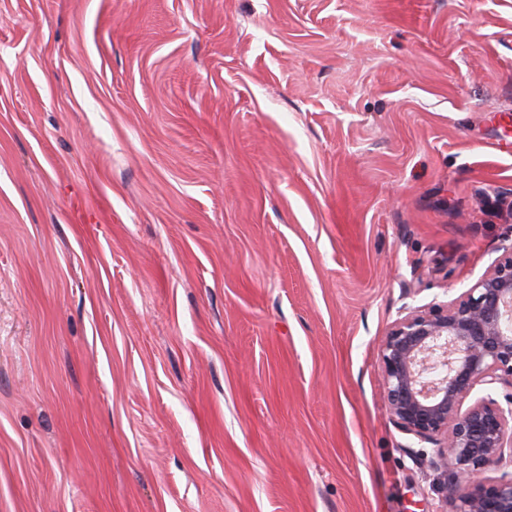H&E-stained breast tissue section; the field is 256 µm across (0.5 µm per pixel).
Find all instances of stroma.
Returning a JSON list of instances; mask_svg holds the SVG:
<instances>
[{
    "mask_svg": "<svg viewBox=\"0 0 512 512\" xmlns=\"http://www.w3.org/2000/svg\"><path fill=\"white\" fill-rule=\"evenodd\" d=\"M510 203L512 0H0V512H454L378 345Z\"/></svg>",
    "mask_w": 512,
    "mask_h": 512,
    "instance_id": "stroma-1",
    "label": "stroma"
}]
</instances>
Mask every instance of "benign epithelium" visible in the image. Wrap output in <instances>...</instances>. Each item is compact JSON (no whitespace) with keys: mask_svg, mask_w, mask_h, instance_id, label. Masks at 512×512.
Returning a JSON list of instances; mask_svg holds the SVG:
<instances>
[{"mask_svg":"<svg viewBox=\"0 0 512 512\" xmlns=\"http://www.w3.org/2000/svg\"><path fill=\"white\" fill-rule=\"evenodd\" d=\"M378 357L390 419L433 445L455 512H512V473L487 475L512 457V399L492 396L512 386V246L456 298L398 318ZM478 384L486 395L463 407Z\"/></svg>","mask_w":512,"mask_h":512,"instance_id":"1","label":"benign epithelium"}]
</instances>
